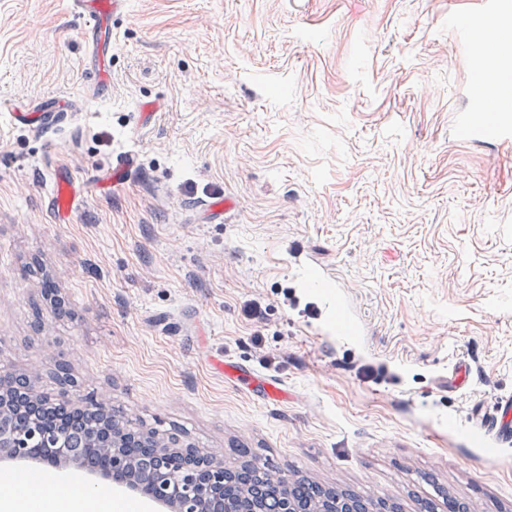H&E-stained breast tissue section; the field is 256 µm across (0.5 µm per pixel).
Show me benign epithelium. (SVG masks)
Segmentation results:
<instances>
[{"instance_id":"7a95c632","label":"benign epithelium","mask_w":512,"mask_h":512,"mask_svg":"<svg viewBox=\"0 0 512 512\" xmlns=\"http://www.w3.org/2000/svg\"><path fill=\"white\" fill-rule=\"evenodd\" d=\"M58 373L61 391L55 402L69 415L78 414L95 403L91 398L71 394V381L64 366H58ZM14 387L18 391L12 403L19 405L31 400L34 389L30 379H25V386L19 388L15 375L0 374L1 400ZM6 410V404L1 403L0 464L36 462L60 471L74 468L84 474L83 486L89 490H98L107 484L130 494L146 492L158 507L175 512H265L262 502L248 496L232 501L224 498V483L230 477L224 462L200 453L177 435L170 436L169 444L157 445L155 460L138 462L125 448L126 441L136 438L135 424L115 419L100 429L94 447L62 433L47 442L42 451L23 453L18 448L23 432L5 420ZM344 512H391V503L377 500L368 506L353 499Z\"/></svg>"}]
</instances>
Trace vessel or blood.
Masks as SVG:
<instances>
[{
	"mask_svg": "<svg viewBox=\"0 0 512 512\" xmlns=\"http://www.w3.org/2000/svg\"><path fill=\"white\" fill-rule=\"evenodd\" d=\"M127 0H71L70 8L84 19L82 37L88 67L97 78L92 89L93 95H101L109 86V69L112 58V18L123 13ZM0 110L6 111L12 126L52 127L57 125L65 110V102L53 96L39 102L30 112L19 111L14 106L0 103ZM134 163L133 156H120L113 160L110 169L98 175L97 180L112 186L123 185L127 173ZM82 181L63 167H55L52 176V189L48 206L55 222L70 220L76 210L78 193ZM221 369L228 380L245 387H256L262 399L278 402L284 399V392L267 380L258 379L253 371L238 365L224 363ZM485 430L497 441L512 442V399H498L485 423Z\"/></svg>",
	"mask_w": 512,
	"mask_h": 512,
	"instance_id": "vessel-or-blood-1",
	"label": "vessel or blood"
}]
</instances>
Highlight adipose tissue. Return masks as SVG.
Returning <instances> with one entry per match:
<instances>
[{
	"label": "adipose tissue",
	"instance_id": "1",
	"mask_svg": "<svg viewBox=\"0 0 512 512\" xmlns=\"http://www.w3.org/2000/svg\"><path fill=\"white\" fill-rule=\"evenodd\" d=\"M123 508L122 501L78 490L58 496L45 479L21 478L15 490L0 494V512H122Z\"/></svg>",
	"mask_w": 512,
	"mask_h": 512
}]
</instances>
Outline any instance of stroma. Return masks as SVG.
Returning <instances> with one entry per match:
<instances>
[{
  "label": "stroma",
  "mask_w": 512,
  "mask_h": 512,
  "mask_svg": "<svg viewBox=\"0 0 512 512\" xmlns=\"http://www.w3.org/2000/svg\"><path fill=\"white\" fill-rule=\"evenodd\" d=\"M480 2L129 0L93 100L68 0H0V101L68 106L50 129L0 119V373L53 395L66 364L144 428L403 512L425 473L512 512V443L471 421L512 396V58L476 65L455 29L508 31L512 0ZM128 150L127 184L53 221L51 162L85 176ZM302 267L337 290L293 286ZM220 369L224 371V376L228 380L243 385L249 390H253L252 385L257 381V392L260 393L261 398L266 401L278 402L286 398V394L281 389L272 385L266 378L258 380L257 375L251 370L228 362L221 364Z\"/></svg>",
  "instance_id": "obj_1"
}]
</instances>
